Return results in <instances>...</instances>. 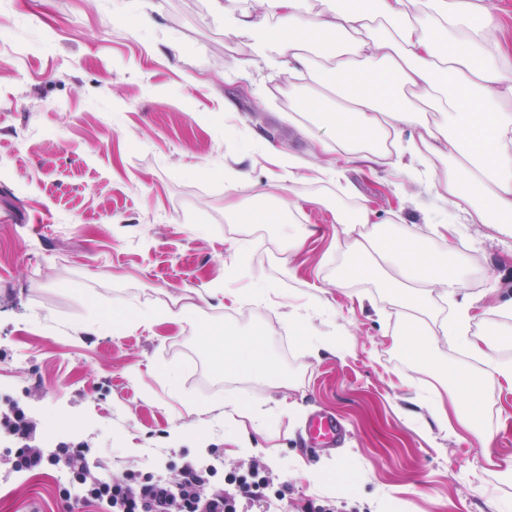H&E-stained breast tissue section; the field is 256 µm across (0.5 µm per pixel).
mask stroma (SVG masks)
Wrapping results in <instances>:
<instances>
[{"mask_svg":"<svg viewBox=\"0 0 512 512\" xmlns=\"http://www.w3.org/2000/svg\"><path fill=\"white\" fill-rule=\"evenodd\" d=\"M0 0V408L18 406L47 450L82 445L92 472L178 478L214 466V485L253 468L288 512H493L512 506V393L482 384L489 448L440 432L430 389L473 370L464 349L438 343L421 373L392 343L397 310L346 267L333 202L366 204L387 234L449 244L428 219L448 206L427 181L381 168L352 172L337 193L312 168L323 127L288 124L269 90L263 42L230 32L211 0ZM254 65L241 71L238 60ZM233 111H225V101ZM297 158L300 183L279 178L269 149ZM303 196L304 224H240L224 206ZM316 225L289 253L288 238ZM467 286L512 289V255L494 225L464 224ZM313 337L347 342L312 354L288 333L289 304ZM187 309L178 325H134L137 312ZM113 325L84 334L92 320ZM209 327L264 337L277 377L216 376L198 338ZM246 406L226 414L227 400ZM326 410L346 427L340 447L310 446L307 418ZM249 439L253 454L233 447ZM0 436V512H106L63 470L11 471ZM321 471L303 476L302 465Z\"/></svg>","mask_w":512,"mask_h":512,"instance_id":"stroma-1","label":"stroma"}]
</instances>
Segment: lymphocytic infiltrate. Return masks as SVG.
Instances as JSON below:
<instances>
[{
  "label": "lymphocytic infiltrate",
  "mask_w": 512,
  "mask_h": 512,
  "mask_svg": "<svg viewBox=\"0 0 512 512\" xmlns=\"http://www.w3.org/2000/svg\"><path fill=\"white\" fill-rule=\"evenodd\" d=\"M13 437L21 444L13 471H33L64 466L80 480L85 497L106 502L112 512H284L283 502L267 493L269 481L251 470L228 479L224 486L210 483L209 471L186 464L179 481L151 476L142 481L119 480L92 474L78 448L50 453L35 442L36 424L24 411L11 410L7 419Z\"/></svg>",
  "instance_id": "lymphocytic-infiltrate-1"
}]
</instances>
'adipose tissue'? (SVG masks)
Masks as SVG:
<instances>
[{
	"label": "adipose tissue",
	"instance_id": "adipose-tissue-1",
	"mask_svg": "<svg viewBox=\"0 0 512 512\" xmlns=\"http://www.w3.org/2000/svg\"><path fill=\"white\" fill-rule=\"evenodd\" d=\"M226 0L235 30L272 49L265 63L287 73L302 100L288 119L298 127L322 124L328 139L315 140L319 172L345 181L353 170L388 166L406 175L424 173L431 187L470 224L495 225L512 239V51L499 39L493 0ZM327 65L315 68L314 56ZM444 174H437V166ZM350 262L336 280L370 274L396 307L395 342L422 369L436 364L438 341L464 347L478 372L453 375L454 400H435L440 431L464 427L481 444L492 428L471 395L475 380L512 392V361L497 343L473 332L488 314L512 318V296L484 303L467 293L461 261H448L410 238L383 240L363 234L374 223L367 205L337 208ZM451 301L436 317L435 298ZM200 345L217 370L246 372L270 382L274 367L262 337L209 329Z\"/></svg>",
	"mask_w": 512,
	"mask_h": 512
}]
</instances>
